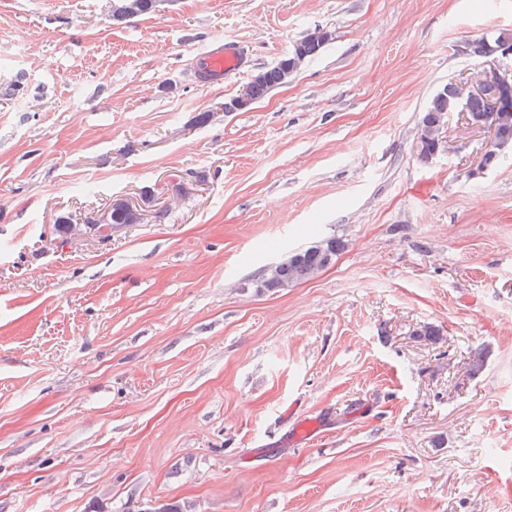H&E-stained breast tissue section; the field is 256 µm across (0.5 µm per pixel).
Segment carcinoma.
<instances>
[{
    "label": "carcinoma",
    "mask_w": 512,
    "mask_h": 512,
    "mask_svg": "<svg viewBox=\"0 0 512 512\" xmlns=\"http://www.w3.org/2000/svg\"><path fill=\"white\" fill-rule=\"evenodd\" d=\"M163 0H114L112 18L122 20L155 12ZM332 40L329 30H322L317 37L307 35L291 44L288 53L275 65L256 73L247 88L251 101L256 103L263 99L270 90L288 80L287 71L291 67L300 68L307 60L319 54L324 46ZM512 48V33L500 32L493 37H481L473 53L478 58L501 46ZM459 109V104L446 85L431 99L424 111L419 128H440L447 120L448 114ZM470 118L481 124H494L502 150L488 152L483 158L487 168L494 167L502 154L512 150V96L500 100L492 95L474 99L467 104ZM439 150V142L435 138L418 135L416 141L417 156L422 162L431 160ZM344 243L334 236L322 238L315 243L292 252L288 260L281 262L277 268L274 283H269L267 274H262L257 288L261 292H277L294 284L310 279V274L319 272L330 265L336 255L343 249ZM485 367V354L474 351L465 364V374L469 378L477 377Z\"/></svg>",
    "instance_id": "carcinoma-1"
}]
</instances>
